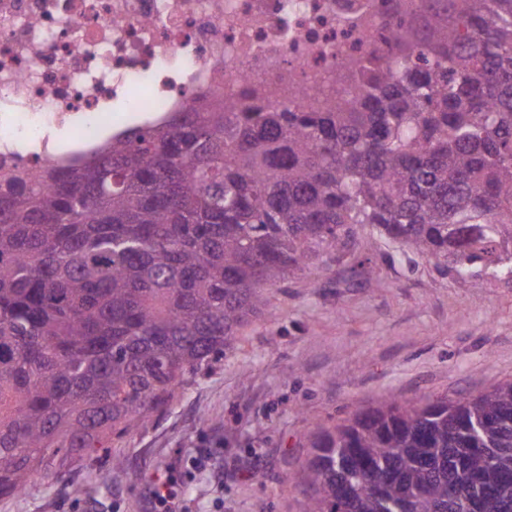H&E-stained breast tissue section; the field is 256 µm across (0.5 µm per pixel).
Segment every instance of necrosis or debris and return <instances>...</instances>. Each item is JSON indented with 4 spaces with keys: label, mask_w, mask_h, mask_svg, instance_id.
Returning a JSON list of instances; mask_svg holds the SVG:
<instances>
[{
    "label": "necrosis or debris",
    "mask_w": 512,
    "mask_h": 512,
    "mask_svg": "<svg viewBox=\"0 0 512 512\" xmlns=\"http://www.w3.org/2000/svg\"><path fill=\"white\" fill-rule=\"evenodd\" d=\"M381 0H0V176L68 165L210 105L316 107L375 46ZM143 89L147 101L134 104Z\"/></svg>",
    "instance_id": "4bbe7bcc"
}]
</instances>
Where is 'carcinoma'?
Listing matches in <instances>:
<instances>
[{
    "label": "carcinoma",
    "mask_w": 512,
    "mask_h": 512,
    "mask_svg": "<svg viewBox=\"0 0 512 512\" xmlns=\"http://www.w3.org/2000/svg\"><path fill=\"white\" fill-rule=\"evenodd\" d=\"M414 41L314 111L186 112L0 187V496L93 459L224 356L267 291L371 232L512 284V0H408ZM303 512H512V381L362 410Z\"/></svg>",
    "instance_id": "1"
}]
</instances>
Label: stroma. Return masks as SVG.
I'll return each instance as SVG.
<instances>
[{
	"label": "stroma",
	"mask_w": 512,
	"mask_h": 512,
	"mask_svg": "<svg viewBox=\"0 0 512 512\" xmlns=\"http://www.w3.org/2000/svg\"><path fill=\"white\" fill-rule=\"evenodd\" d=\"M357 257L380 282L315 269L270 289L266 310L163 412L65 478L37 476L0 512H301L289 486L323 428L386 399L476 395L512 380V285L456 281L377 235ZM125 469L112 472L113 455Z\"/></svg>",
	"instance_id": "stroma-1"
}]
</instances>
